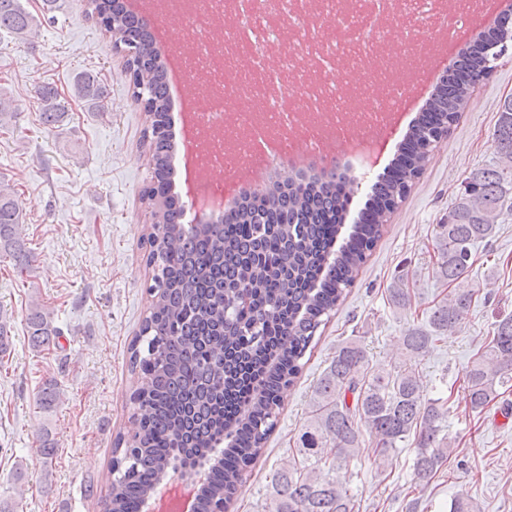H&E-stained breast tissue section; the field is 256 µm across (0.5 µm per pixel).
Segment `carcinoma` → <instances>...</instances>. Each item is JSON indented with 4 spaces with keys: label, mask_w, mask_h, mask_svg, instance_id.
<instances>
[{
    "label": "carcinoma",
    "mask_w": 512,
    "mask_h": 512,
    "mask_svg": "<svg viewBox=\"0 0 512 512\" xmlns=\"http://www.w3.org/2000/svg\"><path fill=\"white\" fill-rule=\"evenodd\" d=\"M85 14L107 33L121 26L146 64L153 50L138 23L114 9V0H86ZM0 31L19 41L34 37L37 25L21 0H0ZM512 45V26L503 21L482 37L468 55L461 77L437 87L424 112L409 129L390 174L371 188L372 206L335 252L327 251L339 232L346 208L344 177H316L288 194H274L262 205L241 210L233 224H185L186 205L172 192L168 87L153 73L135 85L133 101L147 97L155 107L149 151L154 161L148 196L154 224L144 237L153 284L149 313L130 351L132 371L146 380L130 397L133 438H114L109 492L102 512H140L167 472L189 462L208 465L210 479L198 496L197 512L229 509L247 468L262 454L276 427L283 397L301 371V360L320 327L343 300L383 231L395 201L405 198L428 159V138L451 129L469 103L470 89L494 70L488 46ZM74 96L101 108L105 99L95 75L74 78ZM42 123L54 127L67 117V105L52 87L36 94ZM492 161L470 170L436 225L435 273L451 285L469 275L472 251L496 234L512 215V98L498 108L492 134ZM14 187L0 182V257L14 261L17 273L30 272L32 254L21 237L22 216ZM472 288H455L435 303L426 319L400 337L415 361L444 342L475 301ZM394 310L411 309L408 280L399 276L387 288ZM27 327L35 348L55 345L61 331L43 307L31 306ZM260 380L262 391L250 387ZM466 400L483 411L512 388V314L496 320L492 335L465 372ZM58 401L55 385L37 394L39 408ZM449 409L443 397H426L417 364L390 369L369 366L360 336L336 348L313 387L308 416L295 446L273 475L267 512H354L355 495L330 477L371 449L376 473L402 449L414 452L412 481L427 484L451 453ZM449 512H482L467 494L456 496Z\"/></svg>",
    "instance_id": "obj_1"
}]
</instances>
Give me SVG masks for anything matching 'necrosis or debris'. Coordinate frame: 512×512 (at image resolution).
<instances>
[{"label": "necrosis or debris", "mask_w": 512, "mask_h": 512, "mask_svg": "<svg viewBox=\"0 0 512 512\" xmlns=\"http://www.w3.org/2000/svg\"><path fill=\"white\" fill-rule=\"evenodd\" d=\"M184 21L191 40H204L194 54L191 71L207 79L198 96V135L188 152L208 179L205 196L224 197V172L257 174L282 165L280 146L270 141L275 129L295 131L293 147L309 159L329 155L335 141L376 137L383 133L382 108L394 98L378 100L362 74L395 88L408 79L409 61L426 47L412 37L406 55L388 51L384 41L391 18L419 12L449 16L453 25H467L470 0H384L382 15L355 25L358 9L372 0H282L285 17L304 31L298 44L286 42L285 27L269 13V0H192ZM274 66H267L268 57ZM252 87L253 110L232 111L224 91V72Z\"/></svg>", "instance_id": "1"}]
</instances>
